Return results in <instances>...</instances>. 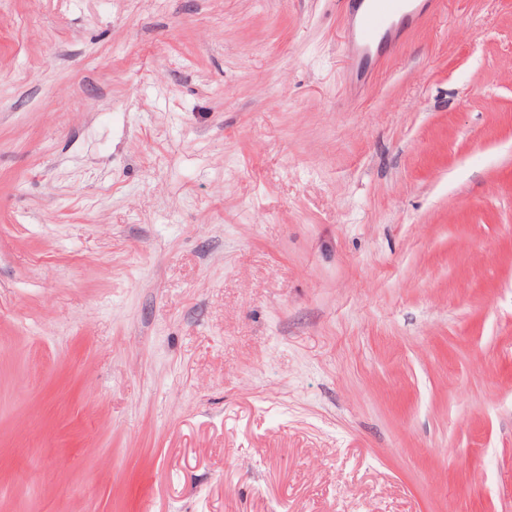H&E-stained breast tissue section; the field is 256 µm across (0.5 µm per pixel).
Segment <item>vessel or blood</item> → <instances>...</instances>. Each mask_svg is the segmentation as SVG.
Wrapping results in <instances>:
<instances>
[{"mask_svg": "<svg viewBox=\"0 0 512 512\" xmlns=\"http://www.w3.org/2000/svg\"><path fill=\"white\" fill-rule=\"evenodd\" d=\"M357 23L351 36L353 58L364 57L382 37H397L401 30L418 23L434 0H345Z\"/></svg>", "mask_w": 512, "mask_h": 512, "instance_id": "vessel-or-blood-1", "label": "vessel or blood"}]
</instances>
